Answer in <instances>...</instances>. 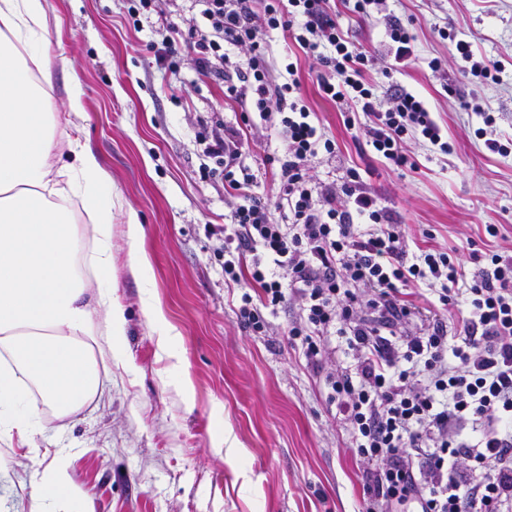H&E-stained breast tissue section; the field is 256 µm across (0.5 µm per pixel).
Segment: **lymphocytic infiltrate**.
I'll return each instance as SVG.
<instances>
[{"mask_svg":"<svg viewBox=\"0 0 512 512\" xmlns=\"http://www.w3.org/2000/svg\"><path fill=\"white\" fill-rule=\"evenodd\" d=\"M200 2L206 27L171 30L165 55L181 39L196 50L199 72L223 70L227 98L258 113L282 146L264 158L277 187L271 206L253 195L257 178L239 163L247 133L211 131L224 187L241 199L224 227V284L242 291L238 320L261 333L263 309L300 300L287 339L322 374L351 436L362 512H512V254L471 252L470 271L455 252H409L402 226L357 171L313 184L308 159L335 155L336 144L303 104L295 63L278 66L260 26L288 31L315 53L320 91L371 116L368 143L393 167L411 166L410 136L449 152L439 124L403 88L378 111L366 76L374 60L352 50L329 0ZM280 67L288 81L272 82ZM276 207L286 223L275 221ZM424 286L437 288L441 313L408 298ZM335 336L350 365L334 363Z\"/></svg>","mask_w":512,"mask_h":512,"instance_id":"1","label":"lymphocytic infiltrate"}]
</instances>
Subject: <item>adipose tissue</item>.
Instances as JSON below:
<instances>
[{"instance_id":"ef3b65f1","label":"adipose tissue","mask_w":512,"mask_h":512,"mask_svg":"<svg viewBox=\"0 0 512 512\" xmlns=\"http://www.w3.org/2000/svg\"><path fill=\"white\" fill-rule=\"evenodd\" d=\"M45 0H0V438L29 440L33 425L20 407L37 390L55 419L100 391L94 347L124 335L125 317L108 288L89 277L112 269L110 176L80 140L60 150L59 123L85 114L80 81L67 87L65 118L48 108L33 70L50 76ZM90 220L94 246L79 259L72 203ZM47 504L92 512L58 457L33 486Z\"/></svg>"}]
</instances>
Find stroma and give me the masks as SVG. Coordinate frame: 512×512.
<instances>
[{"mask_svg":"<svg viewBox=\"0 0 512 512\" xmlns=\"http://www.w3.org/2000/svg\"><path fill=\"white\" fill-rule=\"evenodd\" d=\"M131 0H46L53 54L51 109L66 110V87L79 80L86 116L79 137L112 178V271L101 281L123 307L125 333L99 360L102 395L65 420L54 419L38 392L23 410L37 455L19 440H0V512H32L33 473L69 456L77 486L95 512H358L362 481L350 439L326 404V389L284 332L298 300L264 310L265 334L236 317L240 290L224 285V236L218 225L238 204L209 176L212 128H241L240 106L224 79L201 75L180 48L177 71L154 50L166 26L187 30L198 0H151L129 15ZM355 51L391 69L375 94L379 111L398 85L422 97L451 146L442 154L410 137L415 168L396 170L368 146L357 114L348 128L339 105L322 97L312 56L282 30L264 32L271 57L298 61L301 94L316 124L336 143L335 157L308 162L314 182L339 181L356 169L404 225L410 252L432 248L512 252V153L486 139L512 140V0H385L368 15L354 0H331ZM399 19L414 37L406 66L388 51L386 25ZM474 56L500 59V83H480L449 33ZM494 118L485 126L484 115ZM144 227L150 266L129 268L123 234L127 210ZM499 229L489 237L486 225ZM178 334L180 366L162 356L144 304Z\"/></svg>","mask_w":512,"mask_h":512,"instance_id":"35a3bbf8","label":"stroma"}]
</instances>
